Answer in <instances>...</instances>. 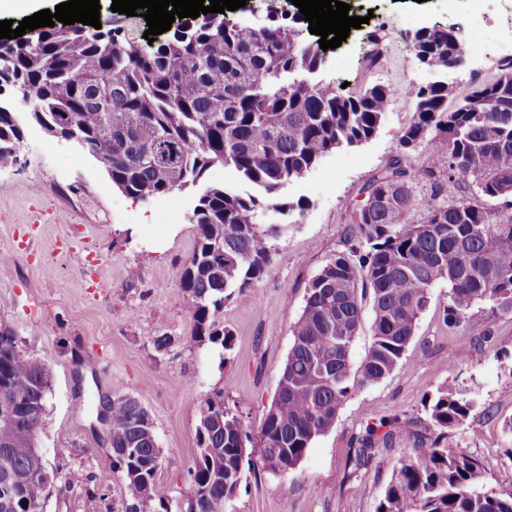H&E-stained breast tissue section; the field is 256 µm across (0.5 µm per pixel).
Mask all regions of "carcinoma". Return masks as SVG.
<instances>
[{
	"instance_id": "cac0c4a2",
	"label": "carcinoma",
	"mask_w": 512,
	"mask_h": 512,
	"mask_svg": "<svg viewBox=\"0 0 512 512\" xmlns=\"http://www.w3.org/2000/svg\"><path fill=\"white\" fill-rule=\"evenodd\" d=\"M451 30L432 29L417 60L444 73L459 60ZM319 49L288 23L272 18L259 28L230 24L213 14L186 32H174L145 49L122 30L107 35L85 25L42 28L37 48L0 65V81L24 110L0 111V164L13 161L21 139L20 114L42 115L53 134L73 137L102 168L112 186L148 200L201 188L189 215L197 243L179 286L195 322L190 341L208 336L229 349L232 333L217 325L224 300L272 274L274 240L286 224H261L258 212L293 208L282 195L318 161L374 134L392 101L377 84L356 95L313 79ZM499 81L478 83L459 96L437 80L416 86L421 104L404 133L402 150L368 185L386 197L370 214L360 210L345 231L348 250L336 254L307 286L305 305L291 329L292 344L256 437L224 405L222 394L200 406L198 453L190 468L188 512H227L242 485L243 460L286 475L305 458L312 441L329 431L343 402L359 387L380 382L403 360L431 288L448 283L444 318L466 321L488 303L512 314V86L511 103L490 104ZM457 111H448L449 106ZM424 144L430 165L413 168L403 152ZM233 168L245 190L202 186L215 164ZM470 197L440 198L443 182ZM421 183L433 188L417 197ZM502 199L491 208L484 199ZM424 219L410 220L414 207ZM371 299L372 343L354 366L351 347ZM47 366L24 355L15 337L0 333V395L16 397L13 416H0V512H44L46 497L26 479L41 469L33 438L46 411ZM113 463L125 477L124 512L155 502L171 512L157 481L149 411L126 394L110 399ZM476 402L449 383L427 406L434 438L398 459L375 512H512V488L487 486V459L442 445L440 437L466 423ZM369 426L356 439L354 470L375 461L377 435ZM278 458L279 468L268 461Z\"/></svg>"
}]
</instances>
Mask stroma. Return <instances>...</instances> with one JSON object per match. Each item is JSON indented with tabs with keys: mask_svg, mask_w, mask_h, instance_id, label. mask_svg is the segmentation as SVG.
<instances>
[{
	"mask_svg": "<svg viewBox=\"0 0 512 512\" xmlns=\"http://www.w3.org/2000/svg\"><path fill=\"white\" fill-rule=\"evenodd\" d=\"M368 24L323 55V78L355 93L388 85L392 102L376 134L357 147L324 157L286 191L297 208L285 217L272 275L226 300L218 321L232 333L231 348L192 342L179 273L197 231L188 202L163 196L148 201L113 188L96 161L64 140L27 126L15 161L0 166V331L19 350L49 369L51 387L38 446L60 479L48 492L45 512H84L87 497L99 512H122L125 478L113 464L109 427L98 418L107 399L124 393L146 406L154 422L162 463L158 480L172 504L186 508L188 471L197 453L201 403L223 392L224 404L259 434L291 347L290 329L305 304L310 280L337 253L363 186L400 148L415 120L413 86L434 81L412 50L421 28H457L463 56L444 78L458 90L493 80L512 59V0H345ZM383 37L381 47L369 40ZM82 240L95 266L62 256L56 241ZM448 285L438 282L398 367L380 382L357 389L341 406L334 426L316 437L288 475L254 470L230 512H374L399 457L428 426L426 405L437 388L455 383L477 401L466 424L444 444L490 459L487 482L512 487V314L475 305L468 319L448 326ZM491 342H481L485 330ZM168 337L165 348L157 337ZM466 357H457L461 344ZM397 416L409 429L391 436L375 463L353 471L349 456L366 424ZM73 482H65V475Z\"/></svg>",
	"mask_w": 512,
	"mask_h": 512,
	"instance_id": "1",
	"label": "stroma"
}]
</instances>
